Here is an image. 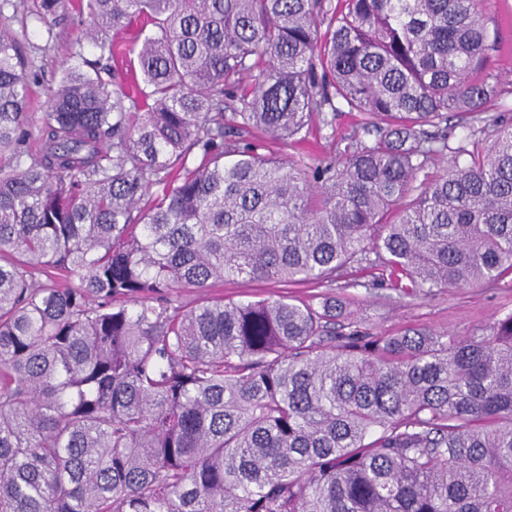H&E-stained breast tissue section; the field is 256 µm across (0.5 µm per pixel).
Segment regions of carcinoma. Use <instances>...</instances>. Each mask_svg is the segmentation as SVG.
Here are the masks:
<instances>
[{
    "instance_id": "carcinoma-1",
    "label": "carcinoma",
    "mask_w": 512,
    "mask_h": 512,
    "mask_svg": "<svg viewBox=\"0 0 512 512\" xmlns=\"http://www.w3.org/2000/svg\"><path fill=\"white\" fill-rule=\"evenodd\" d=\"M18 8L0 0V512H512V312L379 336L337 323L334 292L352 268L410 297L512 276V128L448 136L495 96L478 0H42L47 34L61 9L81 29L34 151ZM133 22L125 81L84 44L115 62ZM341 105L369 142L263 153ZM239 278L318 293L212 294Z\"/></svg>"
}]
</instances>
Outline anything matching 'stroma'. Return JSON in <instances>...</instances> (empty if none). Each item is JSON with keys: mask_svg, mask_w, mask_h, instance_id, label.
Returning <instances> with one entry per match:
<instances>
[{"mask_svg": "<svg viewBox=\"0 0 512 512\" xmlns=\"http://www.w3.org/2000/svg\"><path fill=\"white\" fill-rule=\"evenodd\" d=\"M39 10L40 0H23L20 7L28 23L30 58L44 76L43 83L31 87L30 120L36 126L47 110L48 83L60 79L62 63L80 29L77 17L60 14L53 30H46L37 19ZM483 16L489 38L496 44L483 71L502 80L501 93L487 103L485 116L512 120V0H486ZM361 137L355 115L342 111L318 131L314 146L291 145L282 148L281 154L297 164H310L323 155L343 156ZM338 284L341 296L349 301L348 318L376 334L418 329L466 335L512 312V282L507 280L494 287L436 288L415 297L365 286L354 273L343 275Z\"/></svg>", "mask_w": 512, "mask_h": 512, "instance_id": "stroma-1", "label": "stroma"}]
</instances>
